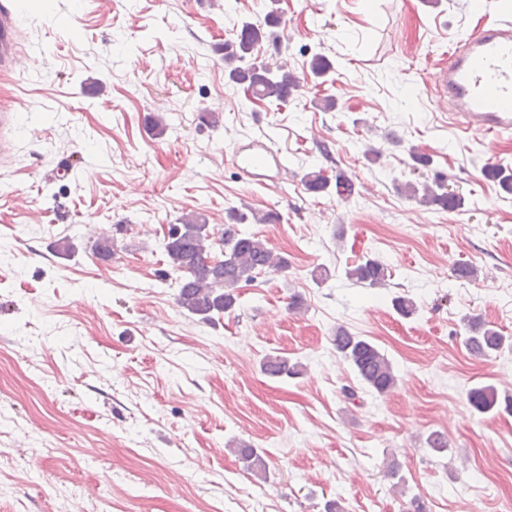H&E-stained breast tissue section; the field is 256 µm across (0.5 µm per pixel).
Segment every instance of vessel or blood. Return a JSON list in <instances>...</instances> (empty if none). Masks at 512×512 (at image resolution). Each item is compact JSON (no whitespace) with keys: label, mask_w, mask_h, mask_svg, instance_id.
<instances>
[{"label":"vessel or blood","mask_w":512,"mask_h":512,"mask_svg":"<svg viewBox=\"0 0 512 512\" xmlns=\"http://www.w3.org/2000/svg\"><path fill=\"white\" fill-rule=\"evenodd\" d=\"M16 14L11 0H0V70L13 71L19 61ZM435 95L446 97L448 117L461 132L512 134V21L484 16L479 26L459 35L448 59L437 64ZM14 109L0 111V166L12 150L9 137L17 123ZM230 161L250 179H283L288 167L280 153L257 139L233 146Z\"/></svg>","instance_id":"vessel-or-blood-1"}]
</instances>
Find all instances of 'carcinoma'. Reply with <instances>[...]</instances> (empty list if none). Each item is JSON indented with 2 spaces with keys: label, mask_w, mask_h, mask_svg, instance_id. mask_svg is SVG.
<instances>
[{
  "label": "carcinoma",
  "mask_w": 512,
  "mask_h": 512,
  "mask_svg": "<svg viewBox=\"0 0 512 512\" xmlns=\"http://www.w3.org/2000/svg\"><path fill=\"white\" fill-rule=\"evenodd\" d=\"M279 24V17L270 11L262 22H242L219 47L224 63L229 67V80L277 110L288 104L299 84L288 69L259 62L254 54L262 43L277 40L274 28ZM405 192L422 205L442 210H455L462 205L461 198L448 192L445 179L437 175L431 183L423 185V190L408 183ZM228 217L229 222L220 232L224 251L219 261L215 259L213 233L202 214L183 216L180 223L170 225L164 238L168 265L180 274L177 305L204 322H213L235 307L239 283L251 281L261 273L288 269L286 258L274 254L264 239L245 228L252 222L276 223L280 221L278 213L268 211L262 215H247L232 209ZM345 276L364 287L376 288L386 285L389 270L381 260L367 258L347 267ZM466 333L465 346L480 357L493 356L505 347L507 341L496 327L471 317L466 319ZM332 345L364 387L379 396H386L395 389L398 378L392 362L370 340L339 326L332 336ZM261 371L270 378L284 379L301 374L302 365L292 363L284 356L269 354L261 362ZM468 397L479 413H489L497 405V391L492 386L475 387ZM234 452L247 470L266 478L267 463L251 444L241 442Z\"/></svg>",
  "instance_id": "obj_1"
}]
</instances>
